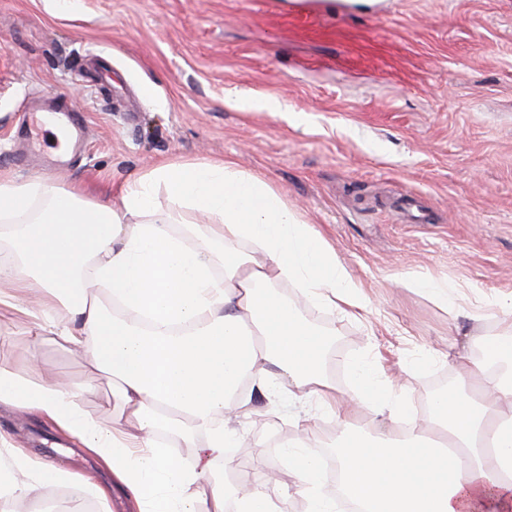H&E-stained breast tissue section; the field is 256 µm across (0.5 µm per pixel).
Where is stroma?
<instances>
[{
	"instance_id": "35a3bbf8",
	"label": "stroma",
	"mask_w": 512,
	"mask_h": 512,
	"mask_svg": "<svg viewBox=\"0 0 512 512\" xmlns=\"http://www.w3.org/2000/svg\"><path fill=\"white\" fill-rule=\"evenodd\" d=\"M63 98L85 116L86 144L52 171L20 164L27 146L57 156L32 113ZM230 159L270 183L313 226L363 289L365 318L320 306L303 315L335 332L337 391L352 364L388 381L414 420L438 387L460 384L503 330L512 294V0H382L371 11L326 0H0V171L112 197L165 161ZM446 286L449 304L414 288ZM39 298L0 305V360L20 376L63 378L101 427L121 411L88 359L39 334ZM482 319L468 315L471 306ZM38 367H31V353ZM253 393L235 422L239 459L278 463L294 442L335 447L337 419L315 402ZM17 452L70 470L59 499L113 512L111 471L75 439L0 409Z\"/></svg>"
}]
</instances>
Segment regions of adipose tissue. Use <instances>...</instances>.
I'll use <instances>...</instances> for the list:
<instances>
[{"instance_id": "adipose-tissue-1", "label": "adipose tissue", "mask_w": 512, "mask_h": 512, "mask_svg": "<svg viewBox=\"0 0 512 512\" xmlns=\"http://www.w3.org/2000/svg\"><path fill=\"white\" fill-rule=\"evenodd\" d=\"M160 191L171 208L158 206ZM189 211L202 219L195 246L171 231ZM243 241L253 251H239ZM0 248L10 254L0 263V292L41 289L58 299L66 323L55 336L111 377L122 412L112 427H100L70 384L23 379L1 363L0 407L40 414L75 434L134 492L139 512H224L228 503L235 512H288L287 496L265 490L285 471L308 512H336L335 499L319 490L322 465L309 449L294 446L272 470L229 454L240 442L231 420L247 411L240 379L265 390L272 371L344 424L342 492L367 512H512V375L470 364L481 379L479 399L462 386L448 390L433 398L427 424L367 439L353 425L359 410L397 414L403 405L360 370L349 395L337 396L323 371L329 338L275 288L295 281L304 302L353 318L367 313L368 302L302 215L233 162L161 164L107 200L49 179L0 175ZM108 302L124 315L106 311ZM141 316L153 330L138 324ZM174 323L193 331L172 335ZM163 428L182 447H199L192 469L158 444ZM444 436L468 448L466 459L448 460ZM217 459L231 483L212 478ZM71 477L18 456L0 436V512L17 497L42 499L44 488Z\"/></svg>"}]
</instances>
